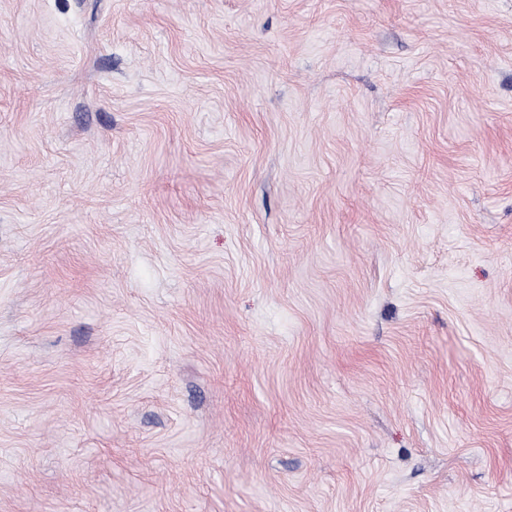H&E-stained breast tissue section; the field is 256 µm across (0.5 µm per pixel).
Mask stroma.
Returning a JSON list of instances; mask_svg holds the SVG:
<instances>
[{
    "instance_id": "35a3bbf8",
    "label": "stroma",
    "mask_w": 512,
    "mask_h": 512,
    "mask_svg": "<svg viewBox=\"0 0 512 512\" xmlns=\"http://www.w3.org/2000/svg\"><path fill=\"white\" fill-rule=\"evenodd\" d=\"M0 512H512V0H0Z\"/></svg>"
}]
</instances>
